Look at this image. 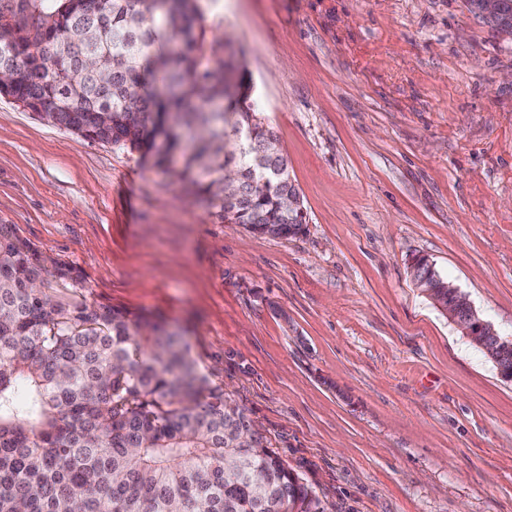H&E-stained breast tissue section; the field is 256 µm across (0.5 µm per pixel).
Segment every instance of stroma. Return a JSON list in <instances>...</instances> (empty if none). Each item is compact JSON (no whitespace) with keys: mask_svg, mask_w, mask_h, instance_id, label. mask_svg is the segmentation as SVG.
<instances>
[{"mask_svg":"<svg viewBox=\"0 0 512 512\" xmlns=\"http://www.w3.org/2000/svg\"><path fill=\"white\" fill-rule=\"evenodd\" d=\"M288 158L254 234L139 153L0 96V224L76 297L161 316L326 512H512V382L410 276L512 339V41L466 0H203Z\"/></svg>","mask_w":512,"mask_h":512,"instance_id":"35a3bbf8","label":"stroma"}]
</instances>
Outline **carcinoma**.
Listing matches in <instances>:
<instances>
[{
	"mask_svg": "<svg viewBox=\"0 0 512 512\" xmlns=\"http://www.w3.org/2000/svg\"><path fill=\"white\" fill-rule=\"evenodd\" d=\"M99 4L0 0L19 32L7 95L54 107L58 126L86 141L176 163L175 180L210 196L227 224L302 232L304 211L283 210L296 192L287 159L261 156L273 132L248 103L229 41L203 24L201 0ZM44 42L67 54L46 56ZM230 168L241 192L226 198ZM411 272L448 310V280L428 258H413ZM58 286L83 281L0 224V512H325L263 435L244 447L253 420L197 373L181 338ZM469 340L512 381V342Z\"/></svg>",
	"mask_w": 512,
	"mask_h": 512,
	"instance_id": "obj_1",
	"label": "carcinoma"
}]
</instances>
